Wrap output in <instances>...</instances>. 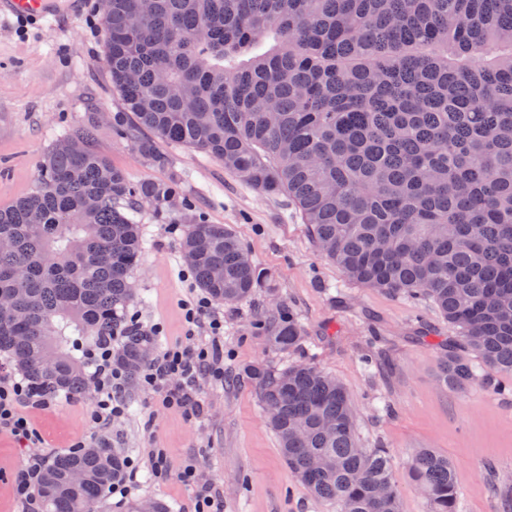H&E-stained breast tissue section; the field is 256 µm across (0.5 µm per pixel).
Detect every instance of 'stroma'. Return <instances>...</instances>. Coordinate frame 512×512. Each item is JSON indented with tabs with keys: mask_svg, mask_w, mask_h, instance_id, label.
Segmentation results:
<instances>
[{
	"mask_svg": "<svg viewBox=\"0 0 512 512\" xmlns=\"http://www.w3.org/2000/svg\"><path fill=\"white\" fill-rule=\"evenodd\" d=\"M74 17L38 23L0 21V207L30 192L39 163L67 129L99 115L95 150L135 182L174 180L192 217L229 225L267 275L270 287L297 315L306 332L302 349L279 354L252 336L249 321L266 302L257 289L251 303L214 304L224 318V370L240 372L262 361L276 368L307 357L332 373L358 407L356 430L366 448L390 452L401 512H427L412 485L407 459L431 448L450 459L459 488L458 512H501L488 487V472L512 480V374L498 376L502 393L476 377L454 393L438 383L440 350L417 335L419 328L447 335L449 328L430 301H413L348 281L313 247L306 225L286 195H269L225 171L223 163L196 149L159 143L163 165L142 158L112 128L122 111L103 63L108 33L100 0H83ZM144 241L128 317L145 329L160 327L156 351L184 342L181 304L191 290L182 272L180 211L163 213L144 203L135 216ZM374 354L378 367L364 369L361 355ZM126 412L99 432L88 417L90 392L59 398L29 415L50 454L78 440L102 442L123 452L136 475L125 494L107 496L100 512H126L133 501L160 500L173 512H190L194 491L178 478L187 465L201 480L215 483L224 512H336L312 498L289 473L277 438L266 422L258 391L248 380L227 385L204 381L197 415L162 407L138 382L124 385ZM168 451L172 478L156 481L148 453ZM24 455L12 438L0 435V512H17L12 495L15 471Z\"/></svg>",
	"mask_w": 512,
	"mask_h": 512,
	"instance_id": "35a3bbf8",
	"label": "stroma"
}]
</instances>
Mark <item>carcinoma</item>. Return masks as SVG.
Segmentation results:
<instances>
[{"label": "carcinoma", "mask_w": 512, "mask_h": 512, "mask_svg": "<svg viewBox=\"0 0 512 512\" xmlns=\"http://www.w3.org/2000/svg\"><path fill=\"white\" fill-rule=\"evenodd\" d=\"M104 65L124 111L112 127L161 163L156 141L195 148L254 189L286 194L320 255L350 280L431 301L456 333L440 381L463 392L478 366L512 374V0H103ZM266 38L270 50L249 56ZM97 119L45 154L32 191L0 207V354L31 389L80 396V346L122 337L127 380L154 339L126 315L143 249L140 203L171 211L175 186L134 182L94 148ZM147 130L150 138L141 136ZM197 286L238 306L265 275L236 232L188 222ZM251 331L290 353L305 330L275 289ZM55 354L50 365L46 353ZM480 365H475L474 361ZM288 471L339 512H400L393 461L364 448L343 384L310 361L242 372ZM428 512H458L453 465L419 448L408 465ZM95 443L53 457L43 512H98L124 480ZM512 512V485L492 481ZM128 512H172L161 501Z\"/></svg>", "instance_id": "carcinoma-1"}]
</instances>
